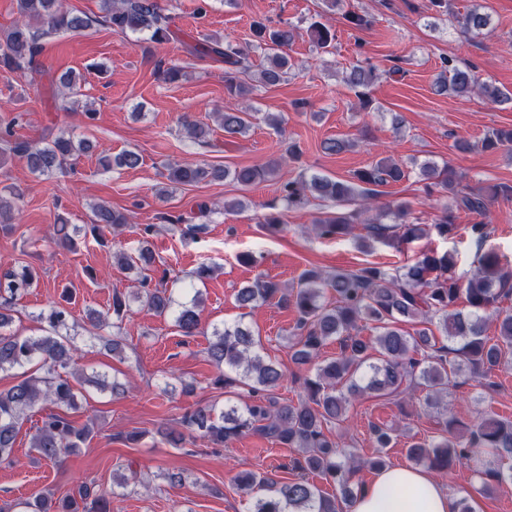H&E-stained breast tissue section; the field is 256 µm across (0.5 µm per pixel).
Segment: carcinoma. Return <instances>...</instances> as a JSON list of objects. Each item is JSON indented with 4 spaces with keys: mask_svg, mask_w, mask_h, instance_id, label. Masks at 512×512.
I'll list each match as a JSON object with an SVG mask.
<instances>
[{
    "mask_svg": "<svg viewBox=\"0 0 512 512\" xmlns=\"http://www.w3.org/2000/svg\"><path fill=\"white\" fill-rule=\"evenodd\" d=\"M21 22L0 33V73L27 76L40 73L37 57L43 40L59 33H78L92 24H100L118 34H139L158 45L169 42L173 18L165 13L160 0H101V14L91 18L64 7L63 0H16ZM490 15L478 7L461 18L462 28L480 35L488 30ZM316 48L327 50L336 35L319 20L308 26ZM298 35L297 26L284 22L275 26L257 21L252 27L254 47L263 52L266 65L260 82L280 83L292 68L288 50ZM190 55L224 62V91L229 97L247 92L251 73L249 51L221 37H206L195 44H184ZM376 67L370 60H359L344 72V82L353 90L360 109L372 104L370 87ZM436 92L465 98L478 92L495 103H509L512 92L492 84L478 83L468 66L461 68L445 60L435 82ZM224 136L244 137L252 127L254 114L228 108L218 113ZM14 117L0 125V161L8 156L26 160L31 173L52 176L67 169L77 157L93 149L91 142L76 140L60 129L49 130L41 143L14 137ZM189 138L204 144L209 130L189 119L181 118ZM512 144V129L492 130L481 140V149L496 151ZM358 146L354 140L332 138L323 142L327 153H341ZM298 157L295 145L286 155L259 166L207 168L190 162L169 168V179L177 184L193 185L208 179L230 177L247 188L265 177L277 175L288 159ZM141 157L124 151L103 159L107 167L135 168ZM409 171L391 157L355 171L347 180L325 175L300 174L280 183L277 201L268 205L262 227L273 234L284 223L285 211L301 207L310 199L331 204L318 213L312 229L321 238L355 235L360 247L371 241L410 243L435 233L450 236L456 229L454 211L478 217L469 225L477 241L489 235L486 222L489 207L501 198L512 197V186L486 184L473 187L463 182L456 169L444 162L425 161L419 165V178L427 187L448 194L452 208L444 210L431 224H421L406 201L378 205L377 187L397 183ZM15 202L0 196V231L11 230L15 223ZM100 224L110 226L119 235L129 224L126 214L107 205L94 208L91 230ZM83 231L79 225L60 222L55 229L57 246L70 249L75 236ZM38 272L31 266L0 270V373L17 378L11 387L0 390V462H12L20 428L29 414L42 402H50L57 411L42 417L30 435V452L54 465L61 466L81 453L95 434V423L76 425L67 412L79 408L84 387L119 395L127 390L117 377L88 373L79 364L80 348L75 323L62 304L53 303L41 311L36 320L39 333L23 335L11 330L12 300L33 287ZM336 295L334 305L322 301L326 291ZM512 293V275L503 271L494 252L481 255L473 272L462 278L455 274L450 253L436 255L423 252L413 263L395 271L380 264L367 263L355 270L325 273L320 269L304 270L296 284L288 287L267 277H259L238 289L239 307L253 310L271 299L292 307L298 315L289 348L297 364L312 365L313 377L304 380L306 397L298 403H282L275 390L285 378L280 364L266 357L259 338L247 325L214 328L206 348L209 361L219 369L217 385H234L247 393L242 406L219 409L204 404L188 408L181 426L215 448L226 446L236 437L251 433L272 443L297 448L302 453L296 467L317 473L336 483L341 498H330L304 477L277 483L260 474L246 471L238 475L239 485L254 493L249 512H340V503H351L355 487L349 472L355 463L340 449L325 427L343 423L352 401L365 395L395 399L410 390L426 392L424 408L433 413L439 436L431 441H413L407 457L417 465L435 472H445L456 462L472 457L473 449L489 448L499 459L512 460V422L491 414L477 417L462 434L455 431L457 420L448 416L444 399L460 366L467 365L473 374L486 377L500 366L512 363V314L503 313L499 300ZM467 310L449 311L459 299ZM202 299L195 292L190 301L178 302L166 288L151 285L143 275L138 288L112 294L110 312L89 309L86 319L98 330L96 338L104 349L123 357L122 326L131 314L132 305L172 317L174 326L185 337L200 332L199 308ZM498 324L499 342L489 343L485 335L490 320ZM419 321L422 328L410 334L400 324ZM361 321L372 322L376 335H358ZM436 326L446 345H438L431 326ZM339 344L336 355L321 358L330 341ZM234 371L230 377L222 368ZM25 512H109V496L93 482H83L62 498L49 493L24 503Z\"/></svg>",
    "mask_w": 512,
    "mask_h": 512,
    "instance_id": "obj_1",
    "label": "carcinoma"
}]
</instances>
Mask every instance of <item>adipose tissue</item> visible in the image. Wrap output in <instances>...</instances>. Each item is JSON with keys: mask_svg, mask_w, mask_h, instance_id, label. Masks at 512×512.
Wrapping results in <instances>:
<instances>
[{"mask_svg": "<svg viewBox=\"0 0 512 512\" xmlns=\"http://www.w3.org/2000/svg\"><path fill=\"white\" fill-rule=\"evenodd\" d=\"M349 512H457V505L430 471L392 466L358 493Z\"/></svg>", "mask_w": 512, "mask_h": 512, "instance_id": "ef3b65f1", "label": "adipose tissue"}]
</instances>
